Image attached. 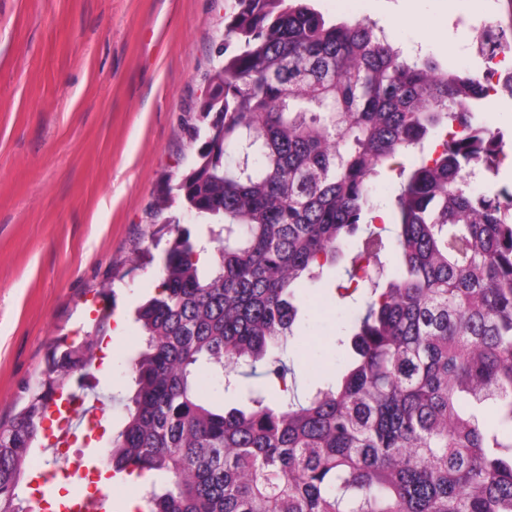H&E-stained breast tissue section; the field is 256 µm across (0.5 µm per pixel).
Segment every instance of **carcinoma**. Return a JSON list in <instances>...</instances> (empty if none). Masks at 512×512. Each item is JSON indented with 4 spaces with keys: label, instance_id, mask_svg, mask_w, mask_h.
<instances>
[{
    "label": "carcinoma",
    "instance_id": "obj_1",
    "mask_svg": "<svg viewBox=\"0 0 512 512\" xmlns=\"http://www.w3.org/2000/svg\"><path fill=\"white\" fill-rule=\"evenodd\" d=\"M501 34L512 36V0ZM224 63L203 103L224 136L167 187L207 236L164 250L140 341L116 474L156 478L135 512H512V190L467 182L504 148L478 134L480 80L410 59L367 19L311 0H232ZM441 150H413L431 136ZM395 172L397 232L373 224V182ZM371 284L335 376L300 400L279 347L298 291L336 266ZM97 336L52 346L24 406L0 430V512L17 489L56 387L91 365ZM263 371L257 372V364ZM225 380L243 407L206 398Z\"/></svg>",
    "mask_w": 512,
    "mask_h": 512
}]
</instances>
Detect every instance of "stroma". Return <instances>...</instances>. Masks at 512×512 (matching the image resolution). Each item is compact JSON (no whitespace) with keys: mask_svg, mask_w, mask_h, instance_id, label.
<instances>
[{"mask_svg":"<svg viewBox=\"0 0 512 512\" xmlns=\"http://www.w3.org/2000/svg\"><path fill=\"white\" fill-rule=\"evenodd\" d=\"M324 15L365 18L410 53L480 72L455 24L484 0H314ZM225 0H0V424L9 423L57 338L92 330L114 291L122 331L107 329L94 378L106 400L86 459L122 427L139 340L134 311L158 284L170 230L155 223L170 177L188 171L198 101L224 42ZM334 285L304 292L291 341L295 391L335 374L350 311ZM132 480L51 479L52 495L107 489L123 512Z\"/></svg>","mask_w":512,"mask_h":512,"instance_id":"35a3bbf8","label":"stroma"}]
</instances>
